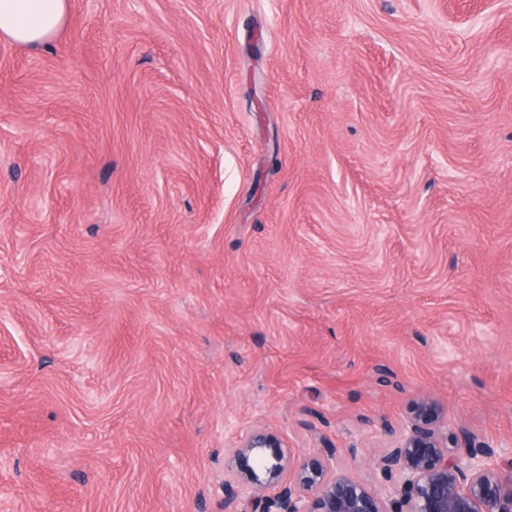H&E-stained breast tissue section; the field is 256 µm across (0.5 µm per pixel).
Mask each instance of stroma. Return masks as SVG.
<instances>
[{"label":"stroma","mask_w":512,"mask_h":512,"mask_svg":"<svg viewBox=\"0 0 512 512\" xmlns=\"http://www.w3.org/2000/svg\"><path fill=\"white\" fill-rule=\"evenodd\" d=\"M512 446V0H69L0 41V512H225L267 427L375 485Z\"/></svg>","instance_id":"35a3bbf8"}]
</instances>
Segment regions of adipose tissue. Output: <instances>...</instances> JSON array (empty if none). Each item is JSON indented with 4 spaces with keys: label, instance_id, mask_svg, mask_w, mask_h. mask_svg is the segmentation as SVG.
<instances>
[{
    "label": "adipose tissue",
    "instance_id": "ef3b65f1",
    "mask_svg": "<svg viewBox=\"0 0 512 512\" xmlns=\"http://www.w3.org/2000/svg\"><path fill=\"white\" fill-rule=\"evenodd\" d=\"M67 12L68 0H0V40L44 47L64 25Z\"/></svg>",
    "mask_w": 512,
    "mask_h": 512
}]
</instances>
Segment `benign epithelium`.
<instances>
[{
    "instance_id": "benign-epithelium-1",
    "label": "benign epithelium",
    "mask_w": 512,
    "mask_h": 512,
    "mask_svg": "<svg viewBox=\"0 0 512 512\" xmlns=\"http://www.w3.org/2000/svg\"><path fill=\"white\" fill-rule=\"evenodd\" d=\"M376 464L378 486L294 453L268 428L224 450V507L231 512H512V454L473 432L448 430L430 397L416 400ZM510 473L503 480L500 471ZM275 490L274 495L267 491Z\"/></svg>"
}]
</instances>
